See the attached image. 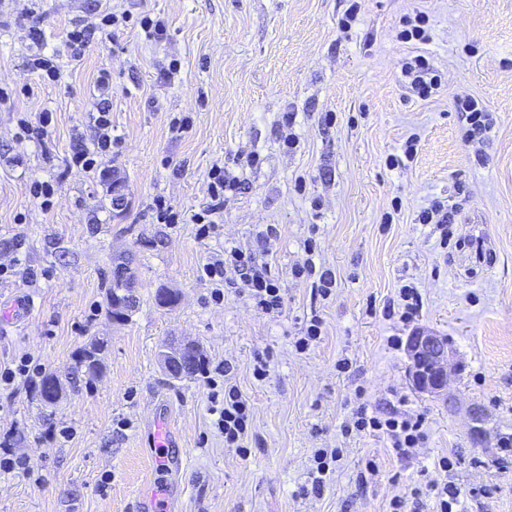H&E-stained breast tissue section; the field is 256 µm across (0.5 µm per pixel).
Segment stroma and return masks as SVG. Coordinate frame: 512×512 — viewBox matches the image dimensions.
Returning <instances> with one entry per match:
<instances>
[{"instance_id":"35a3bbf8","label":"stroma","mask_w":512,"mask_h":512,"mask_svg":"<svg viewBox=\"0 0 512 512\" xmlns=\"http://www.w3.org/2000/svg\"><path fill=\"white\" fill-rule=\"evenodd\" d=\"M32 16L0 0V264L23 270L0 283V364L22 355L64 375L92 336L106 339V367L57 404L36 384L0 388V435L13 438L31 473L0 474V512H146L140 490L156 477L155 416L171 424L181 450L173 512H388L393 498L427 479L466 490L467 512H512V473L494 465L512 434V0H33ZM127 16L114 38L72 61V22L103 10ZM356 11L351 30L339 22ZM427 42L396 34L416 13ZM162 19L146 37L143 15ZM56 54L60 76L29 64L31 28ZM432 59L440 87L420 98L402 73L416 55ZM112 76L110 177L71 166L90 140L95 80ZM28 94H21V87ZM482 102L494 118L484 142L464 136L456 99ZM49 112L43 144H18L20 113ZM296 115L293 128L282 125ZM189 116L191 128L172 130ZM297 146L288 148L286 133ZM417 139L413 158L403 156ZM398 164H391V157ZM240 185L214 214L208 238L191 221L206 206L213 165ZM58 182L45 211L25 186ZM125 187L112 206V182ZM179 211L156 220L157 200ZM440 202L454 208L460 242L418 221ZM278 231L267 255L285 290L270 316L226 289L211 301L201 276L225 245L256 249L266 225ZM132 258L137 305L128 320L108 313L103 276ZM336 273L329 297L292 266L305 257ZM421 310L401 320L400 290ZM179 294L156 304L158 289ZM31 305L11 319L15 298ZM322 336L303 353L294 340L312 316ZM447 337L459 363L450 401L418 393L408 380L406 340L418 328ZM173 341L196 343L208 368L232 362L231 378L252 406L247 454L224 445L210 413L203 373L165 375L159 355ZM350 363L338 372L337 360ZM266 374L256 378V362ZM424 419L426 441L399 457L386 436H343L359 403ZM484 415L471 440L469 406ZM70 427L71 438L58 434ZM344 455L321 494L308 492L315 450ZM454 454L449 473L434 459ZM378 471H367L368 462ZM490 488L471 496L473 488Z\"/></svg>"}]
</instances>
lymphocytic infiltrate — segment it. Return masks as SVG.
Listing matches in <instances>:
<instances>
[{"label":"lymphocytic infiltrate","instance_id":"obj_1","mask_svg":"<svg viewBox=\"0 0 512 512\" xmlns=\"http://www.w3.org/2000/svg\"><path fill=\"white\" fill-rule=\"evenodd\" d=\"M124 19L111 12L98 14L96 21L81 20L72 24L66 32V43L72 60L78 61L87 49L95 42L97 35H112ZM100 95L94 105L92 122L95 135L91 143L78 144L71 156L73 166L87 172L106 173L105 163L112 156V114L110 112L111 76L101 73L98 80ZM234 177L227 173L223 166L214 165L209 172V201L200 212L193 214L192 221L198 226L199 237H208L213 222L211 217L224 206L227 192L236 190ZM202 277L212 287L213 300H221L228 288L247 295L256 309L266 314L282 312L285 305V293L268 272L266 264L257 260L255 253L230 246L225 248L223 257L209 259L201 268ZM215 425L224 436L228 446L242 447L251 422V408L242 398L238 389L226 387L221 403L212 405ZM424 420L422 417L405 416L395 412L379 413L369 410L366 404H359L351 416L345 420L340 430L342 435L354 433L385 434L397 454L413 453L424 442ZM425 489L433 491L435 512H464V501L455 486L439 485L427 482ZM422 489V490H425ZM422 490L412 489L410 495L392 501L391 512H414L415 499Z\"/></svg>","mask_w":512,"mask_h":512}]
</instances>
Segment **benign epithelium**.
I'll return each mask as SVG.
<instances>
[{"label":"benign epithelium","instance_id":"7a95c632","mask_svg":"<svg viewBox=\"0 0 512 512\" xmlns=\"http://www.w3.org/2000/svg\"><path fill=\"white\" fill-rule=\"evenodd\" d=\"M410 361L408 376L414 389L432 397L449 399L448 375L451 366L448 339L428 329L419 328L406 344ZM195 351V345L178 342L163 354V364L171 369L170 361L183 362Z\"/></svg>","mask_w":512,"mask_h":512}]
</instances>
